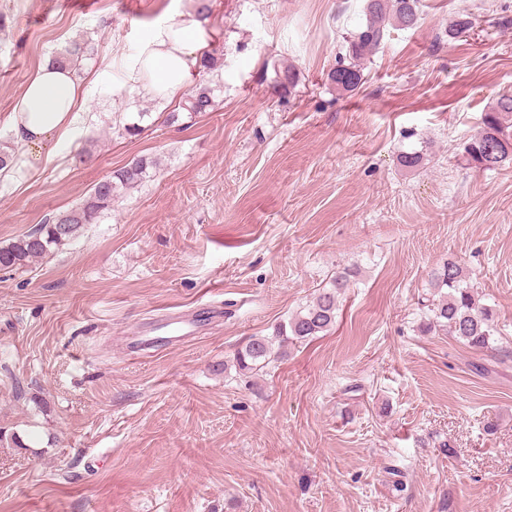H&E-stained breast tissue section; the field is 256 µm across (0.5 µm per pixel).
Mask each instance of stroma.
Returning <instances> with one entry per match:
<instances>
[{
    "label": "stroma",
    "instance_id": "35a3bbf8",
    "mask_svg": "<svg viewBox=\"0 0 512 512\" xmlns=\"http://www.w3.org/2000/svg\"><path fill=\"white\" fill-rule=\"evenodd\" d=\"M363 3L212 0L217 69L191 82L216 106L169 126L131 67L195 0H0V143L38 66L91 48L78 122L0 174V247L153 163L62 249L0 270V512H512V165L463 159L512 91V0H420L350 95L329 74ZM413 148L423 168L399 165ZM448 259L494 307L495 351L420 333ZM345 268L331 331L259 375L225 372ZM183 312L194 339L126 352Z\"/></svg>",
    "mask_w": 512,
    "mask_h": 512
}]
</instances>
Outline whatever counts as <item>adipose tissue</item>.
<instances>
[{"label":"adipose tissue","instance_id":"1","mask_svg":"<svg viewBox=\"0 0 512 512\" xmlns=\"http://www.w3.org/2000/svg\"><path fill=\"white\" fill-rule=\"evenodd\" d=\"M207 21L193 10L170 15L145 44L140 64L145 91L168 103L189 84L206 45ZM81 86L72 68L47 61L24 87L12 114L16 138L31 154H40L77 119Z\"/></svg>","mask_w":512,"mask_h":512}]
</instances>
